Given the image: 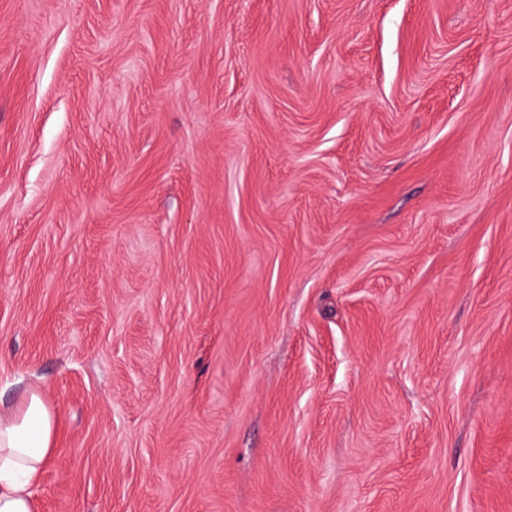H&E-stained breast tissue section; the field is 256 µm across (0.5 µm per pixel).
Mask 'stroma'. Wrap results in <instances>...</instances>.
Returning <instances> with one entry per match:
<instances>
[{"instance_id": "stroma-1", "label": "stroma", "mask_w": 512, "mask_h": 512, "mask_svg": "<svg viewBox=\"0 0 512 512\" xmlns=\"http://www.w3.org/2000/svg\"><path fill=\"white\" fill-rule=\"evenodd\" d=\"M36 512H512V0H0V411ZM54 433L52 413L37 392L0 415V512H35L33 487L54 449Z\"/></svg>"}]
</instances>
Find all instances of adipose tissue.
Here are the masks:
<instances>
[{"mask_svg": "<svg viewBox=\"0 0 512 512\" xmlns=\"http://www.w3.org/2000/svg\"><path fill=\"white\" fill-rule=\"evenodd\" d=\"M55 422L39 393L0 415V512H35L33 488L53 451Z\"/></svg>", "mask_w": 512, "mask_h": 512, "instance_id": "1", "label": "adipose tissue"}]
</instances>
